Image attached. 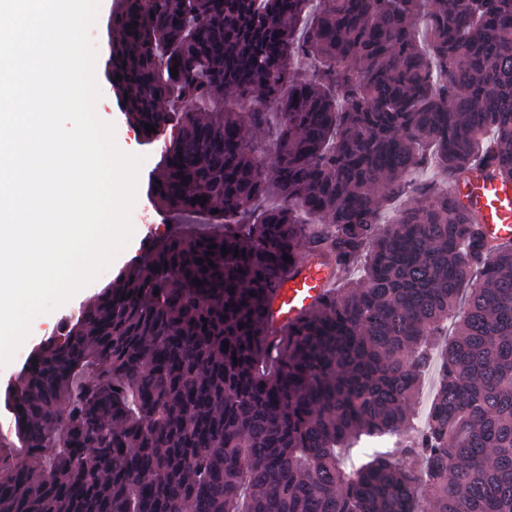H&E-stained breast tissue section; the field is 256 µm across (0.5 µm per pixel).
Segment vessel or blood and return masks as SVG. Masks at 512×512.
<instances>
[{
    "label": "vessel or blood",
    "instance_id": "b4317fda",
    "mask_svg": "<svg viewBox=\"0 0 512 512\" xmlns=\"http://www.w3.org/2000/svg\"><path fill=\"white\" fill-rule=\"evenodd\" d=\"M456 193L481 216L489 238L512 241V181L478 179L458 185ZM332 280L331 267L315 260L298 263L273 295L268 313L272 324L282 328L293 323L318 302Z\"/></svg>",
    "mask_w": 512,
    "mask_h": 512
}]
</instances>
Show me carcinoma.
<instances>
[{"label": "carcinoma", "mask_w": 512, "mask_h": 512, "mask_svg": "<svg viewBox=\"0 0 512 512\" xmlns=\"http://www.w3.org/2000/svg\"><path fill=\"white\" fill-rule=\"evenodd\" d=\"M107 68L127 123L169 134L154 202L224 231L156 240L33 349L0 512H512V244L420 177L512 179V0H122ZM308 218L341 284L276 332ZM466 285L402 448L425 472H346L338 449L410 423Z\"/></svg>", "instance_id": "cac0c4a2"}]
</instances>
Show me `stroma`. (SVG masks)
Here are the masks:
<instances>
[{
	"label": "stroma",
	"mask_w": 512,
	"mask_h": 512,
	"mask_svg": "<svg viewBox=\"0 0 512 512\" xmlns=\"http://www.w3.org/2000/svg\"><path fill=\"white\" fill-rule=\"evenodd\" d=\"M119 2L120 0H101L98 19L91 31L97 49L95 74L102 93L96 104V113L103 121L114 124L116 143L121 150L141 156L143 159L139 172L136 203L132 210L134 232L127 246L95 281L77 292L64 305L51 312L40 314L33 320L29 336L16 351L12 361L0 368V391L4 390L8 382L14 380L36 344L51 336L64 320L77 314L101 288L114 280L119 271L123 270L136 256H139L140 245L145 237L159 238L165 235L174 223L171 215L155 207L148 192L149 180L156 172L161 159L163 143L159 140L150 144L142 142L134 129L127 123L106 74V60L112 40V18ZM436 381L435 370H428L422 375L413 399L415 419L401 431L400 435L365 437L353 447L343 449L341 459L344 468L355 469L364 462L366 453L372 451L392 453L394 460L399 464L413 468L419 467V460L398 452L397 445L399 442L411 440L416 431L425 426L436 392Z\"/></svg>",
	"instance_id": "stroma-1"
}]
</instances>
